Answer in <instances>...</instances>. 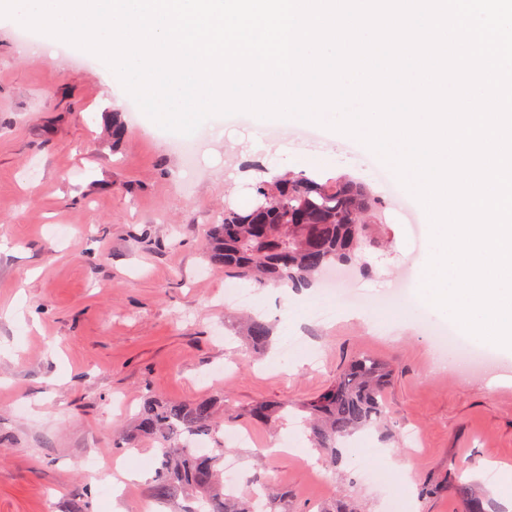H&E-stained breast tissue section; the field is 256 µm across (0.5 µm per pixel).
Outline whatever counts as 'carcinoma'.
<instances>
[{"mask_svg":"<svg viewBox=\"0 0 512 512\" xmlns=\"http://www.w3.org/2000/svg\"><path fill=\"white\" fill-rule=\"evenodd\" d=\"M258 201L250 209L225 208L224 219L211 227L206 256L211 266L260 286L299 289L318 279L326 269L351 265L367 247L384 243L375 220L380 202L363 186L349 180H322L305 173H285L262 180ZM274 327L260 315L246 323L250 349L266 351ZM392 370L381 360L357 355L336 376V381L300 405L308 441L325 465L340 469L345 442L356 433L375 428L391 440L396 432L386 415V391ZM288 402L261 401L247 416L265 426L282 422ZM237 415L223 397L192 403L146 397L128 430L124 445L136 447L148 438L160 458L153 490L160 503L180 493L205 499L208 512H292L285 492H264L259 508L251 498L226 490L222 462L226 448L194 454L186 438L212 437L216 420ZM455 464L447 488L459 498L464 512H489V503L477 493L467 470Z\"/></svg>","mask_w":512,"mask_h":512,"instance_id":"1","label":"carcinoma"}]
</instances>
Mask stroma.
<instances>
[{
    "mask_svg": "<svg viewBox=\"0 0 512 512\" xmlns=\"http://www.w3.org/2000/svg\"><path fill=\"white\" fill-rule=\"evenodd\" d=\"M85 60L76 47L31 43L0 17V512H114L106 472L87 471L83 457L119 454L144 397L220 394L238 411L228 427L251 437L233 452L241 473L267 477L297 512L333 504L349 475L360 512H462L444 488L459 460L499 512H512L496 488L497 472L512 468V354L437 373L427 325L397 317L395 291L413 287L423 241L388 164L328 131L251 115L210 118L189 137L166 131ZM116 112L126 124L117 142ZM287 172L345 176L381 199L386 244L362 251L359 286L383 304L300 323L283 317L303 312L296 294L258 289L275 330L257 355L235 335L240 306L224 301L242 282L210 266L203 242L225 205L255 202L257 182ZM292 336L304 354L284 355ZM363 352L393 367L389 423L420 440L411 448L364 432L337 473L310 447L297 406ZM260 400L292 403L278 430L248 419ZM281 440L291 451L269 453ZM382 446L407 459L411 493L361 480L379 469ZM133 457L145 478L121 500L141 512L158 467L153 442Z\"/></svg>",
    "mask_w": 512,
    "mask_h": 512,
    "instance_id": "stroma-1",
    "label": "stroma"
}]
</instances>
